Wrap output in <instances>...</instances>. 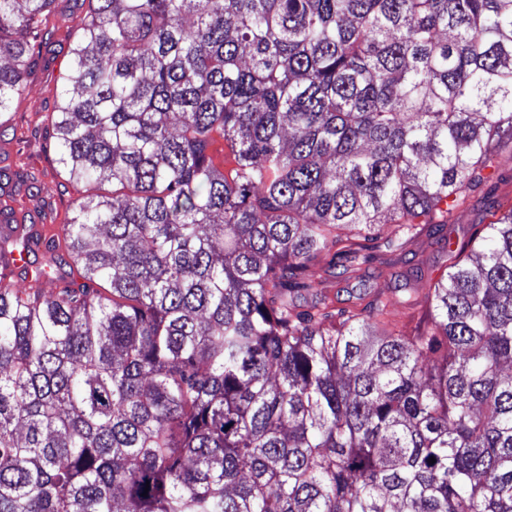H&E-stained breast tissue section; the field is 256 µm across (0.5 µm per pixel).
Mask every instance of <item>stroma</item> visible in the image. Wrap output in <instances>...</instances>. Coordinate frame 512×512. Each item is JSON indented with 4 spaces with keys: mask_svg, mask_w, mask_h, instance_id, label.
<instances>
[{
    "mask_svg": "<svg viewBox=\"0 0 512 512\" xmlns=\"http://www.w3.org/2000/svg\"><path fill=\"white\" fill-rule=\"evenodd\" d=\"M58 11L57 28L31 75L33 91L13 106L15 121L23 125L27 140L17 143L12 128L0 129V181L12 182L22 174L36 175L35 183L21 189L17 203L29 206L33 194L45 200L56 229L66 223L77 200L86 194L84 184L60 177L54 141L46 122L47 116L59 106L61 76L70 62L66 31L72 19L82 16L86 7L81 0H59ZM491 206L502 211L512 208V158L505 154L499 159L497 174L472 193L468 207L453 215L442 235H422L399 248L374 251L371 260L361 265L355 279L340 266L327 273H317L312 286L335 298L337 305L347 306L364 292L378 291L392 297L404 288L406 281L415 277L436 278L441 273L442 237L469 239L480 230L486 210Z\"/></svg>",
    "mask_w": 512,
    "mask_h": 512,
    "instance_id": "obj_1",
    "label": "stroma"
}]
</instances>
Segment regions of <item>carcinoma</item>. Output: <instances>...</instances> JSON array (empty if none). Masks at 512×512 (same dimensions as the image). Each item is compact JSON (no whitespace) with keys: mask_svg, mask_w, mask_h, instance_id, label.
<instances>
[{"mask_svg":"<svg viewBox=\"0 0 512 512\" xmlns=\"http://www.w3.org/2000/svg\"><path fill=\"white\" fill-rule=\"evenodd\" d=\"M55 2L0 0V126ZM88 2L50 121L112 195L0 194V512H512V208L412 329L309 282L512 150V0Z\"/></svg>","mask_w":512,"mask_h":512,"instance_id":"1","label":"carcinoma"}]
</instances>
